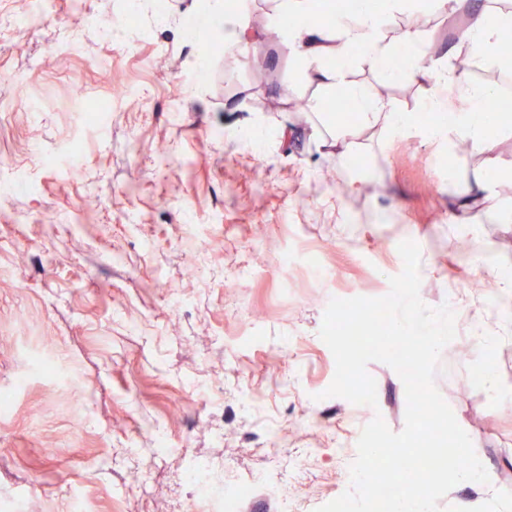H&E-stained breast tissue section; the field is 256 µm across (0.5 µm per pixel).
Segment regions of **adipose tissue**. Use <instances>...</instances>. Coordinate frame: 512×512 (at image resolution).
Wrapping results in <instances>:
<instances>
[{"label": "adipose tissue", "instance_id": "adipose-tissue-1", "mask_svg": "<svg viewBox=\"0 0 512 512\" xmlns=\"http://www.w3.org/2000/svg\"><path fill=\"white\" fill-rule=\"evenodd\" d=\"M409 2L385 0L384 10L372 13L365 7L366 0H356L354 9L347 15L334 17L329 24L289 27L281 24V17L288 14L306 15L311 0H271L272 33L287 44L293 56L296 84L345 89L358 118L357 127L368 128L382 121L394 133L401 132L408 125L409 114L349 84L347 68L330 67L329 61L336 54L344 52L352 62L363 58L381 63L396 52H404L407 72L424 73L438 88L448 83L458 85L473 102L470 110L449 113L446 120L438 121L437 132L443 135L456 133L473 147L484 148L495 123L490 113L480 109L479 104L493 96V88L472 84L458 67L438 58L433 59L429 67H422L427 16H420L411 28L402 31L391 28L392 21L407 10ZM434 8L441 12H470L471 24L466 31V39L471 48L482 55H494L500 29L512 25L511 13L492 14L483 9L477 10L472 0H434Z\"/></svg>", "mask_w": 512, "mask_h": 512}]
</instances>
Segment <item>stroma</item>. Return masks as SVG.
I'll list each match as a JSON object with an SVG mask.
<instances>
[{
	"instance_id": "obj_1",
	"label": "stroma",
	"mask_w": 512,
	"mask_h": 512,
	"mask_svg": "<svg viewBox=\"0 0 512 512\" xmlns=\"http://www.w3.org/2000/svg\"><path fill=\"white\" fill-rule=\"evenodd\" d=\"M130 5L136 30L104 39L98 17ZM22 9L35 23L16 26ZM188 21L222 32L197 0H167L161 23L153 0H0V512H201L181 482L191 455L222 476L278 473L296 512L342 495V455L375 417L403 429L405 388L373 361L376 406L325 397L335 360L319 330L331 299L388 294L405 240L427 306L499 312L486 342L462 333L440 353L435 386L490 481L455 486L439 512H512V125L462 157L413 123L394 138L363 128L355 175L311 137L321 117L292 111L293 96H331L289 91L287 48L257 38L265 0L246 44L201 53ZM466 26L430 22L441 53L496 86L512 63L473 57ZM266 55L274 67L257 73ZM350 78L413 114L435 92L369 60ZM102 97L104 119L78 111ZM479 168L485 201L451 223Z\"/></svg>"
}]
</instances>
